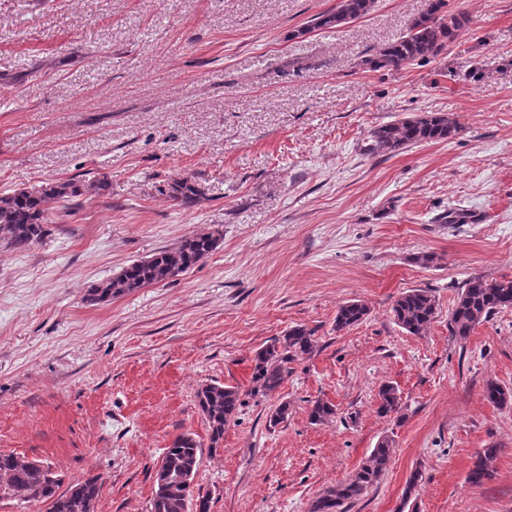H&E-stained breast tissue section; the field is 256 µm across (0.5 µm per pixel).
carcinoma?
I'll use <instances>...</instances> for the list:
<instances>
[{"instance_id": "1", "label": "carcinoma", "mask_w": 512, "mask_h": 512, "mask_svg": "<svg viewBox=\"0 0 512 512\" xmlns=\"http://www.w3.org/2000/svg\"><path fill=\"white\" fill-rule=\"evenodd\" d=\"M375 0H338L336 7L314 18L316 28H339L368 15ZM447 0H430L425 12L412 18L406 33L385 46L368 60L374 69L397 70L415 61L435 58L467 25L461 13H450ZM460 130L455 120L443 113H422L396 122L379 125L370 131L368 150L384 154L397 153L413 145L447 140ZM101 183L78 184L55 182L38 193L18 189L0 195V239L16 249H26L41 242L48 234V214L52 205L69 197L95 195ZM200 189L188 178L171 186L170 197L185 206L197 202ZM220 238L212 232L193 233L172 247L152 256L135 260L117 275L91 285L84 300L99 304L134 292L147 285L173 279L207 258L219 246ZM512 307V280L488 282L481 277L468 279L460 289L448 320L450 335L464 339L474 327L502 309ZM392 313L399 327L413 336H422L436 317L437 303L428 288H410L395 300ZM369 314L368 306L351 300L339 307L335 329L350 328ZM314 350V330L295 326L260 347L254 355L251 393L267 395L279 389L292 372L297 359ZM378 413H400L401 397L396 388L385 384L378 392ZM486 399L494 405L512 403V391L489 381ZM197 406L208 426V448L217 452L223 447L224 430L236 418L242 404L240 390L216 382L203 383L197 393ZM336 414V406L324 399L310 402L309 420L323 424ZM392 440L382 438L368 461L336 487L327 489L311 505V512H345V504L359 498L383 475L391 458ZM499 453L496 445L479 452L468 481L481 484L492 477V463ZM201 444L191 433L177 435L164 449L155 466V492L149 512H209V501L193 497L192 482L201 463ZM101 477L90 475L73 481L60 490L61 479L51 467L14 453L0 452V497L21 496L27 502L43 504L46 512H94L99 497Z\"/></svg>"}]
</instances>
